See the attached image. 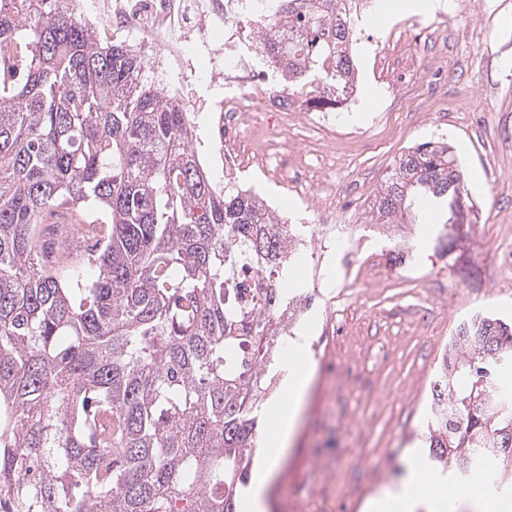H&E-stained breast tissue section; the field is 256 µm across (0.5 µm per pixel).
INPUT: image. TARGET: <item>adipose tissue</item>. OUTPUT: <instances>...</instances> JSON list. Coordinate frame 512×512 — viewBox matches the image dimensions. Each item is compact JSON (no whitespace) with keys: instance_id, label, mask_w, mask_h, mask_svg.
<instances>
[{"instance_id":"1","label":"adipose tissue","mask_w":512,"mask_h":512,"mask_svg":"<svg viewBox=\"0 0 512 512\" xmlns=\"http://www.w3.org/2000/svg\"><path fill=\"white\" fill-rule=\"evenodd\" d=\"M281 372L287 397L266 407L272 434L262 450L263 470L250 490L249 512L265 510L266 487L294 437L310 387V364L287 359L281 365ZM491 507L496 512H512V500H490L478 478L469 485L454 488L437 484L424 475L420 461L415 459L408 460L403 474L382 487L368 503L370 512H487Z\"/></svg>"}]
</instances>
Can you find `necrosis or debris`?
I'll return each instance as SVG.
<instances>
[{
	"instance_id": "4bbe7bcc",
	"label": "necrosis or debris",
	"mask_w": 512,
	"mask_h": 512,
	"mask_svg": "<svg viewBox=\"0 0 512 512\" xmlns=\"http://www.w3.org/2000/svg\"><path fill=\"white\" fill-rule=\"evenodd\" d=\"M82 13L94 27L124 38L145 58L151 84L190 118L208 113L218 141L222 181L234 184L246 171L283 186L295 169L333 170L334 154L307 164L302 152L276 162L288 124V90L280 82L255 83L256 73L275 72L257 33L267 16L252 0H93ZM293 256L310 253L307 285L313 292L332 283L359 282L368 267L403 278L418 266L402 224L382 225L384 244L373 249L358 225L331 213L313 212L289 225Z\"/></svg>"
}]
</instances>
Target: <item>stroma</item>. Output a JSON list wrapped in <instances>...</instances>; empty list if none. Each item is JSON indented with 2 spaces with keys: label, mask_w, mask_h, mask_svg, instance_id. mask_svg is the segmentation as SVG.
<instances>
[{
  "label": "stroma",
  "mask_w": 512,
  "mask_h": 512,
  "mask_svg": "<svg viewBox=\"0 0 512 512\" xmlns=\"http://www.w3.org/2000/svg\"><path fill=\"white\" fill-rule=\"evenodd\" d=\"M480 3L476 13L451 0L431 17L357 23L358 76L336 107L335 135L290 128L289 148L335 151V180L355 185L336 205L355 216L410 147L447 139L475 216L450 224L441 209L421 213L412 240L424 278L348 286L334 320L329 297L308 310L314 380L270 479L267 512H355L418 449L449 336L478 311L512 322V278L500 273L512 250V0ZM243 181L292 224L315 202L253 173Z\"/></svg>",
  "instance_id": "1"
}]
</instances>
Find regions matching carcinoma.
I'll return each instance as SVG.
<instances>
[{
  "label": "carcinoma",
  "mask_w": 512,
  "mask_h": 512,
  "mask_svg": "<svg viewBox=\"0 0 512 512\" xmlns=\"http://www.w3.org/2000/svg\"><path fill=\"white\" fill-rule=\"evenodd\" d=\"M69 0H0V512H236L271 394L290 235L246 190L205 172L194 123L146 80L143 57L103 40ZM260 43L312 104L347 95L363 0H273ZM445 141L396 162L364 212L399 224L455 201ZM101 211L106 220L86 221ZM97 239L76 286L44 259ZM260 262L249 305L224 258ZM512 325L458 328L419 437L461 480L512 452Z\"/></svg>",
  "instance_id": "carcinoma-1"
}]
</instances>
